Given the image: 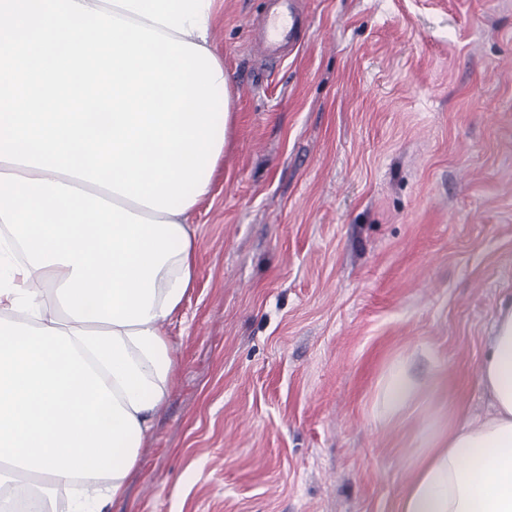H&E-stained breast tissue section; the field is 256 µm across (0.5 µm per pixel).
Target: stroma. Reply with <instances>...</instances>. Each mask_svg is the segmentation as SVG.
Instances as JSON below:
<instances>
[{"label":"stroma","instance_id":"stroma-1","mask_svg":"<svg viewBox=\"0 0 512 512\" xmlns=\"http://www.w3.org/2000/svg\"><path fill=\"white\" fill-rule=\"evenodd\" d=\"M297 53L220 0L231 139L163 326L175 383L112 512H392L431 407L391 427L405 358L472 415L512 301V0H303ZM439 383L421 384L409 373L402 360L394 361L379 381L375 403V419L392 423L401 419L405 412L425 394L435 395Z\"/></svg>","mask_w":512,"mask_h":512}]
</instances>
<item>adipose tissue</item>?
<instances>
[{
  "label": "adipose tissue",
  "mask_w": 512,
  "mask_h": 512,
  "mask_svg": "<svg viewBox=\"0 0 512 512\" xmlns=\"http://www.w3.org/2000/svg\"><path fill=\"white\" fill-rule=\"evenodd\" d=\"M215 2L0 0V485L42 478L36 512L80 478L70 512H112L170 396L233 96ZM491 332L489 415L432 412L393 512H512V304ZM438 391L394 361L375 418Z\"/></svg>",
  "instance_id": "ef3b65f1"
}]
</instances>
